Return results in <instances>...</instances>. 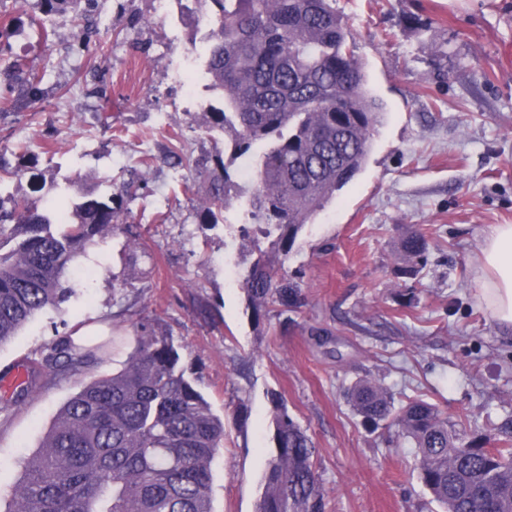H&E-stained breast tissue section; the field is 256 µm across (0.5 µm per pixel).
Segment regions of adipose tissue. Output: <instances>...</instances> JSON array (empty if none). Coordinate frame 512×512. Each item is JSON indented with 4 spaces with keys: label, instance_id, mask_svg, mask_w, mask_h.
I'll return each mask as SVG.
<instances>
[{
    "label": "adipose tissue",
    "instance_id": "obj_1",
    "mask_svg": "<svg viewBox=\"0 0 512 512\" xmlns=\"http://www.w3.org/2000/svg\"><path fill=\"white\" fill-rule=\"evenodd\" d=\"M480 301L494 319L512 328V224L492 225L475 268Z\"/></svg>",
    "mask_w": 512,
    "mask_h": 512
}]
</instances>
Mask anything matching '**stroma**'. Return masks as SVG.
I'll return each mask as SVG.
<instances>
[{
	"label": "stroma",
	"mask_w": 512,
	"mask_h": 512,
	"mask_svg": "<svg viewBox=\"0 0 512 512\" xmlns=\"http://www.w3.org/2000/svg\"><path fill=\"white\" fill-rule=\"evenodd\" d=\"M336 6L354 16L355 52L385 114L362 171L287 245L300 306L260 314L244 285V199L215 217L203 209L224 133L209 122L219 96L181 5L160 18L155 0L67 9L0 0V71L27 57L43 89L35 104L0 112L5 160L36 165L66 203L84 189L123 194L125 209L63 310H44L0 344L2 368L93 316L117 338L108 362L48 381L0 425L1 508L60 408L122 366L145 319L181 345L183 366L224 418L213 512H255L276 396L315 443L327 512H439L412 448L395 429L367 432L346 403L357 380H382L395 404L421 398L454 423L512 421V329L479 301L474 279L489 227L512 224V0ZM44 27L54 39H41ZM90 78L112 99L110 120L87 94ZM20 143L31 146L23 158ZM413 231L430 249L406 278L399 243ZM134 237L153 257L142 272L121 260Z\"/></svg>",
	"instance_id": "35a3bbf8"
}]
</instances>
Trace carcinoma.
Returning <instances> with one entry per match:
<instances>
[{"instance_id":"1","label":"carcinoma","mask_w":512,"mask_h":512,"mask_svg":"<svg viewBox=\"0 0 512 512\" xmlns=\"http://www.w3.org/2000/svg\"><path fill=\"white\" fill-rule=\"evenodd\" d=\"M212 23L206 72L222 93L213 125L224 131L231 160L246 157L254 170L247 199L259 252L245 286L257 312L285 308L301 296L275 257L299 229L361 170L383 104L369 91L356 57L349 19L336 0H203ZM20 77L4 104L33 103L43 94L18 56ZM256 143L259 155L250 153ZM223 175L205 209L222 212L234 173ZM122 201L90 191L72 212L26 195L0 196V344L45 308L59 307L73 288L68 274L87 250L119 229ZM425 235L400 243L401 272L415 276L426 262ZM152 260L137 239L123 261L133 269ZM174 338L141 324L123 366L80 385L59 410L5 512H213L211 462L224 447V419L187 375ZM111 344L65 336L40 358L26 357L30 379L0 397V421L44 387L47 371L79 375L101 364ZM345 397L364 426L385 425L415 448L418 479L442 512H512V439L488 430L471 437L448 426L438 406L414 399L397 408L377 380H359ZM275 450L262 476L255 512H326L317 448L273 397Z\"/></svg>"}]
</instances>
